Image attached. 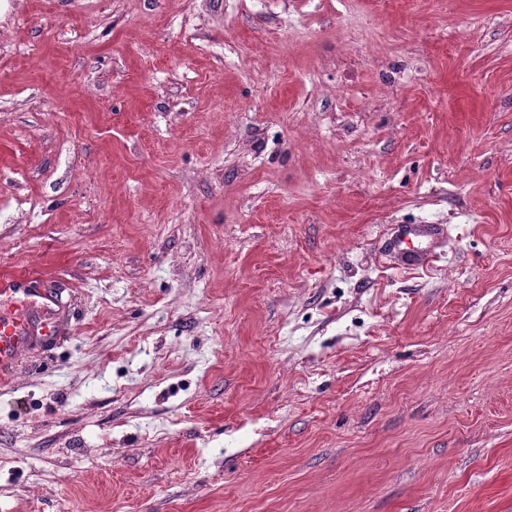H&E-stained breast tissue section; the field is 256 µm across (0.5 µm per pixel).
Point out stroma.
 <instances>
[{
    "mask_svg": "<svg viewBox=\"0 0 512 512\" xmlns=\"http://www.w3.org/2000/svg\"><path fill=\"white\" fill-rule=\"evenodd\" d=\"M24 271L0 512H512V0H7ZM445 233L440 224H404L392 241L391 251L404 268L424 267L428 254ZM46 288L30 277L0 280V378L5 383L29 348L33 336L57 341L63 334L59 320L48 302ZM39 304V310H35ZM37 314V316H36Z\"/></svg>",
    "mask_w": 512,
    "mask_h": 512,
    "instance_id": "1",
    "label": "stroma"
}]
</instances>
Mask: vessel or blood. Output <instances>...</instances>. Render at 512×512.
I'll use <instances>...</instances> for the list:
<instances>
[{
    "label": "vessel or blood",
    "mask_w": 512,
    "mask_h": 512,
    "mask_svg": "<svg viewBox=\"0 0 512 512\" xmlns=\"http://www.w3.org/2000/svg\"><path fill=\"white\" fill-rule=\"evenodd\" d=\"M445 236L439 224H407L398 229L391 246L403 267L426 265L428 255ZM49 294L38 279L0 280V379L8 380L29 348L33 337L58 340L63 333L48 304Z\"/></svg>",
    "instance_id": "obj_1"
}]
</instances>
